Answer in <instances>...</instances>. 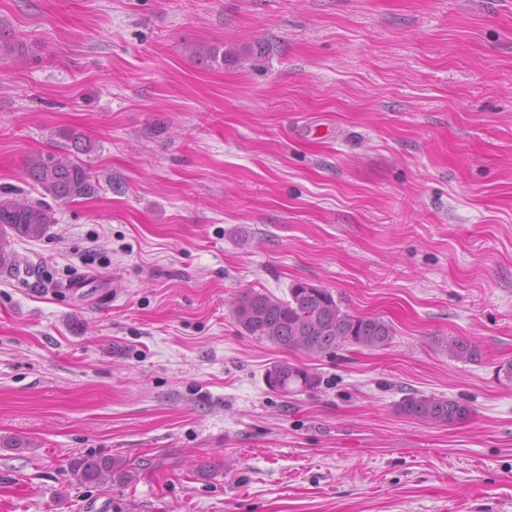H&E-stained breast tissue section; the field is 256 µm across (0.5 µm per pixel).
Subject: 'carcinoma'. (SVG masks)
<instances>
[{"label":"carcinoma","mask_w":512,"mask_h":512,"mask_svg":"<svg viewBox=\"0 0 512 512\" xmlns=\"http://www.w3.org/2000/svg\"><path fill=\"white\" fill-rule=\"evenodd\" d=\"M24 43L0 24V59L20 56ZM67 149L40 152L28 157L24 176L37 185L42 195L66 204L95 192L92 174L80 155L92 151L93 143L75 129L63 132ZM55 210L48 203L29 201L0 194V269L17 265L15 254L8 250L12 235L33 237L31 229L46 232L55 223ZM290 299L280 300L268 294L248 291L233 304L237 324L256 339L288 352H303L314 357L330 356L336 351L357 346L379 350L393 338V327L376 315H356L342 307L327 288H306L296 282L289 288ZM481 355L479 347L460 338L448 339V357L470 362ZM268 389L281 395L316 389L320 376L302 364L280 360L265 373ZM398 411L414 420L435 424H456L472 413L469 405L453 399L408 393L397 405ZM73 475L77 482L102 487L108 483L130 484L137 479L138 465L114 457H87L76 463Z\"/></svg>","instance_id":"cac0c4a2"}]
</instances>
